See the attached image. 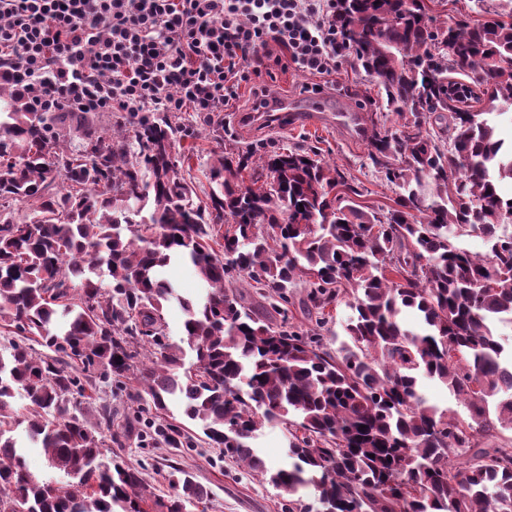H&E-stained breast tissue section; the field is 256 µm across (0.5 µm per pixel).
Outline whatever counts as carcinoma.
Masks as SVG:
<instances>
[{
  "label": "carcinoma",
  "mask_w": 512,
  "mask_h": 512,
  "mask_svg": "<svg viewBox=\"0 0 512 512\" xmlns=\"http://www.w3.org/2000/svg\"><path fill=\"white\" fill-rule=\"evenodd\" d=\"M472 10L483 20L433 27L424 0H340L336 26L403 120L365 129L397 196L386 212L355 203L314 150L256 145L208 155L201 205L180 174L178 116L120 114L101 132L87 112H33L0 86V512H186L208 499L180 467L165 499L106 453L112 402L94 422L81 407L102 384L138 413L153 406L168 448L184 447L165 418L183 406L202 442L288 494L287 512H512V447L498 443L512 429L499 334L512 325V196L500 192L512 15L496 0ZM458 86L481 108H460ZM29 203L26 221L8 212ZM476 228L484 255L463 247ZM174 255L201 296L163 276ZM298 288L306 331L288 321ZM170 303L184 313L177 341ZM342 303L352 314L335 349L322 331ZM405 309L419 330L402 327ZM422 377L466 416L429 405ZM24 421L58 477L18 454ZM267 424L288 434L275 470L251 446Z\"/></svg>",
  "instance_id": "cac0c4a2"
}]
</instances>
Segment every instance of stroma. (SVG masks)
I'll list each match as a JSON object with an SVG mask.
<instances>
[{
    "mask_svg": "<svg viewBox=\"0 0 512 512\" xmlns=\"http://www.w3.org/2000/svg\"><path fill=\"white\" fill-rule=\"evenodd\" d=\"M268 85L276 99L288 100L292 108L317 102L323 108L302 120L280 116L270 121L260 112L246 124L239 116L252 110V98L243 87L224 106V138L220 141L195 113H182L181 123L192 133L181 137L176 149L190 159L191 168L184 176L193 182L198 198H205L209 191L201 161L210 151L221 148L229 152L259 142L285 150L317 148L322 159L336 166L357 188V204L376 211L393 207L395 195L384 173L369 160L362 132L372 114L384 113L378 87L362 70L346 61L326 79L291 67L276 71ZM152 420V415H142L134 433L122 444L113 445L111 451L141 465L159 494H171L170 472L177 466L196 472L207 487L209 499L204 512H284V493L262 482L248 467L225 461L222 449L204 443L192 448L156 447L148 435Z\"/></svg>",
    "mask_w": 512,
    "mask_h": 512,
    "instance_id": "stroma-1",
    "label": "stroma"
}]
</instances>
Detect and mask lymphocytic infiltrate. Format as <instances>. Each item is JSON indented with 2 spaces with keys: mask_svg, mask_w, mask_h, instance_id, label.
I'll use <instances>...</instances> for the list:
<instances>
[{
  "mask_svg": "<svg viewBox=\"0 0 512 512\" xmlns=\"http://www.w3.org/2000/svg\"><path fill=\"white\" fill-rule=\"evenodd\" d=\"M338 0H0V83L36 112H193L213 124L248 84L274 111V51L330 76Z\"/></svg>",
  "mask_w": 512,
  "mask_h": 512,
  "instance_id": "1",
  "label": "lymphocytic infiltrate"
}]
</instances>
